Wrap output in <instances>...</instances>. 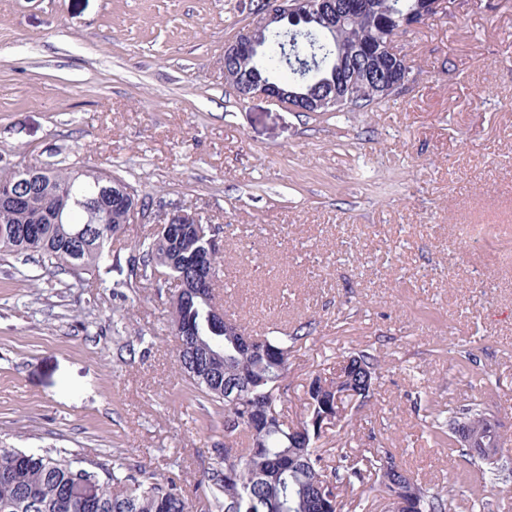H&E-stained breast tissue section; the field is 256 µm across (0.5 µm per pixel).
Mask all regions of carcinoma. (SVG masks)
<instances>
[{"instance_id":"cac0c4a2","label":"carcinoma","mask_w":512,"mask_h":512,"mask_svg":"<svg viewBox=\"0 0 512 512\" xmlns=\"http://www.w3.org/2000/svg\"><path fill=\"white\" fill-rule=\"evenodd\" d=\"M425 0H375L372 18L355 21L347 15L328 26L317 21L284 19L265 29L257 38L258 52L250 59L224 55V70L233 75L232 88L240 99L253 84L265 82L290 91L322 94L324 79L332 67H342L345 78H366L382 83L375 62L382 55L396 27L422 16ZM395 93L387 87L371 92L346 106L362 111ZM50 189L35 196L26 212L0 211V252L37 257L45 267L61 268L81 275L99 267L112 241V225L122 212L112 207V195L129 185L117 177L105 181L93 170L76 167L49 168ZM67 196V207L56 224L48 220L43 204L50 194ZM207 248L206 238L185 233L175 242L158 234L139 245L128 259L130 276L146 279L162 268L167 280L176 282L171 295V329L193 326L195 336H183L184 348L176 361L198 396L208 400L224 417V437L241 444L240 456L228 448H214V465L205 472L208 506L220 512H257L264 506L273 512H369L366 492H385L395 471L404 474L407 512H446L445 500L409 476L389 450L361 448L346 452L350 443L346 428L350 413L370 395L354 397L342 390H327L323 383L335 378L312 375L307 379L304 414L295 423H285L282 408L288 397L290 358L299 343L309 338L312 322L299 324L292 334L261 336L267 352L247 351L238 338L208 330L204 303L183 289L193 284ZM337 374L352 376L358 364L365 365L378 381L381 369L377 349L365 346L349 355ZM240 378L248 389L239 400L224 399V378ZM332 415L336 437L344 442L331 452L323 448L324 433L315 431L312 420ZM478 428L476 448H505L512 440L496 426L490 409L474 399L432 420L429 429L437 437L456 443L460 460L482 474L484 503L497 481L512 475L505 455L486 456L472 452L458 431ZM94 479L99 486V512H191L189 499L178 479L164 476L145 464H131L118 456L107 463L90 462L63 449L0 448V512H80L65 502L75 483Z\"/></svg>"}]
</instances>
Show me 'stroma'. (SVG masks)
Returning <instances> with one entry per match:
<instances>
[{"label":"stroma","instance_id":"1","mask_svg":"<svg viewBox=\"0 0 512 512\" xmlns=\"http://www.w3.org/2000/svg\"><path fill=\"white\" fill-rule=\"evenodd\" d=\"M487 1L399 36L418 72L403 92L301 113L224 81L256 0H0V174L104 168L152 214L81 280L0 254V448L120 455L196 487L224 420L180 374L168 297L114 293L178 208L222 228L215 293L246 334L313 322L289 420L310 374L374 345L353 448L390 449L472 512L480 472L426 423L478 397L512 436V0Z\"/></svg>","mask_w":512,"mask_h":512}]
</instances>
